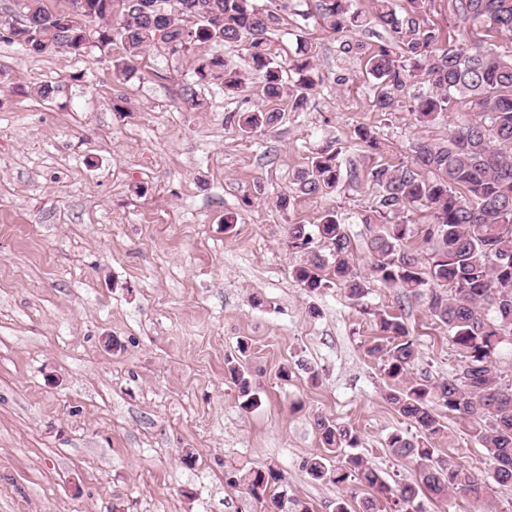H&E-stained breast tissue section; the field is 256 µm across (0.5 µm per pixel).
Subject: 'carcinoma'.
<instances>
[{"mask_svg":"<svg viewBox=\"0 0 512 512\" xmlns=\"http://www.w3.org/2000/svg\"><path fill=\"white\" fill-rule=\"evenodd\" d=\"M188 0H160V6L134 15L131 0H71L67 12L53 13L43 0H23L25 23L10 26L12 42L37 56L68 54L79 58L90 47L103 52L117 74L134 70L133 61L146 49L162 44L183 52L208 42L243 44L252 72L262 79L266 108L239 113L235 131L252 137L281 119L276 104L288 97L291 109L303 112L315 86L317 45L304 39L292 57L279 58L269 34L282 21V7L268 9L254 0H212L215 12L197 20L185 9ZM318 0V16L344 38L346 55H361L366 72L380 91L377 112L397 110L401 97L414 83L424 86L414 96L411 114L428 125L447 112H467L470 119L448 130V141L420 140L407 161L377 164L362 172L350 169L349 180L367 179L375 188L371 205L355 215L370 233L371 276L400 289L404 295L426 298L430 314L448 329L463 354L456 373L436 381L415 379L410 368L419 354L418 343L402 317L374 314L379 335L367 352L381 361L393 389L386 399L416 433L394 432L387 447L419 466V480L392 488L360 454H345L338 465L314 455L305 469L315 480L344 484L354 479L392 500L393 512H420L423 492L436 500L462 496L480 512L489 508L490 485L463 465L434 459L433 440L446 426L436 407L467 422L470 436L485 448L497 471L493 481L512 485V384L502 381L495 366L498 347L512 336V319L500 308L512 309V54L448 34L440 43L427 14L432 0ZM460 20L512 40V0H453ZM385 27L390 39L365 48L355 33L369 18ZM197 82L220 81L227 95L246 92V76L219 59H202L195 68ZM357 140L376 154L382 152L378 133L361 127ZM338 153L322 150L298 171L296 184L310 196L333 191L342 181ZM414 208L431 213L424 243L413 251L404 246L410 228L405 213ZM288 247L306 259L293 268L294 278L309 293L336 286L362 306L368 294L365 276L353 265V246L347 225L335 210H325L315 224H291ZM226 373L238 387L243 406L258 405L249 373L239 361L226 360ZM314 425L323 447L332 452L356 448L357 432L322 416ZM244 481L266 512H309L300 500L288 501L279 490L281 474L272 467L249 470Z\"/></svg>","mask_w":512,"mask_h":512,"instance_id":"obj_1","label":"carcinoma"}]
</instances>
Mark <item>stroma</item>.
Here are the masks:
<instances>
[{
	"label": "stroma",
	"instance_id": "35a3bbf8",
	"mask_svg": "<svg viewBox=\"0 0 512 512\" xmlns=\"http://www.w3.org/2000/svg\"><path fill=\"white\" fill-rule=\"evenodd\" d=\"M284 3L273 47L317 43L322 81L305 111L280 102V122L247 138L234 115L264 106L260 77L228 97L194 74L201 57L244 65L243 47L159 45L125 78L95 48L29 54L7 37L19 0H0V512H265L228 475L269 466L310 512H334L346 497L391 512L368 488L307 474L305 460L323 451L319 415L353 427L388 483L418 479L416 461L386 446L411 426L366 352L377 334L370 313L403 317L419 344L415 377H448L462 355L424 298L371 279L358 306L340 288L311 295L299 285L292 269L305 255L288 248V227L328 208L348 220L353 262L369 274L368 232L353 218L375 190L344 181L302 195L294 178L329 146L345 170L408 160L416 140L447 138L468 116L422 127L404 106L375 112L363 60L341 53L316 0ZM44 83L56 86L52 99L36 95ZM192 83L197 108L181 100ZM363 125L378 132L381 155L357 140ZM283 194L285 210L275 204ZM242 340L260 398L251 408L224 375ZM439 414L437 457L489 479L467 423Z\"/></svg>",
	"mask_w": 512,
	"mask_h": 512
}]
</instances>
